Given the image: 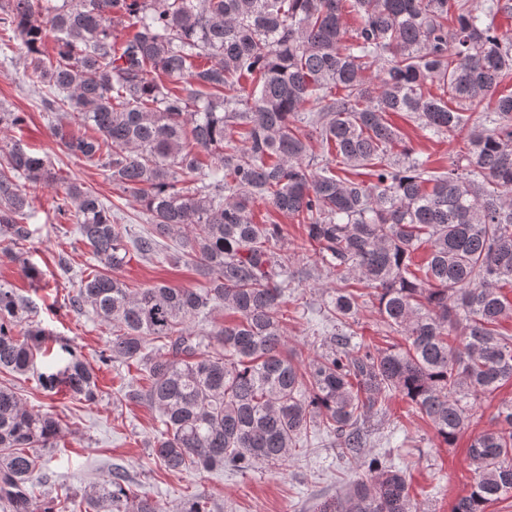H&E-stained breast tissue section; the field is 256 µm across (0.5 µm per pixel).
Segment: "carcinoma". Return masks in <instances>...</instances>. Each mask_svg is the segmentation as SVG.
Here are the masks:
<instances>
[{"instance_id":"carcinoma-1","label":"carcinoma","mask_w":512,"mask_h":512,"mask_svg":"<svg viewBox=\"0 0 512 512\" xmlns=\"http://www.w3.org/2000/svg\"><path fill=\"white\" fill-rule=\"evenodd\" d=\"M359 18L347 34L345 15ZM456 24L448 27V14ZM135 28L122 42L116 21ZM512 0H0V52L18 46L25 78L46 112L71 110L87 132L54 130L66 152L94 163L131 195L151 224L131 236L100 197L61 182L58 213L77 224L95 265L71 298L112 327V360L147 384L125 393L159 413L152 444L165 469L276 465L312 433L340 457L365 447L361 424L401 394L451 446L474 405L512 381ZM53 33L55 54L42 45ZM180 83L169 88L161 76ZM436 86L433 94L428 86ZM486 122L469 123L482 100ZM404 112L433 136L461 140L446 168L403 148L389 115ZM239 134L242 147L232 146ZM321 155H316L314 145ZM371 169L375 181L350 177ZM54 181L45 159L0 145V256L20 259L31 199L26 183ZM262 201L298 218L301 244L279 252L277 224L253 222ZM191 263L204 288L157 282L131 288L116 270L161 254ZM429 246L422 275L412 255ZM310 246L339 275L321 353L288 352L282 306L292 259ZM375 290L384 324L403 343H354L360 294ZM236 315L198 333L217 308ZM27 299L0 284V373L34 369L42 330L23 323ZM63 368L37 376L95 403L94 367L70 344ZM61 433L0 383V502L10 512H165L110 471L81 495L47 506L40 462ZM474 481L451 512H488L512 498V402L468 448ZM180 512H213L198 494ZM319 512H420L395 459L374 456L368 475Z\"/></svg>"}]
</instances>
